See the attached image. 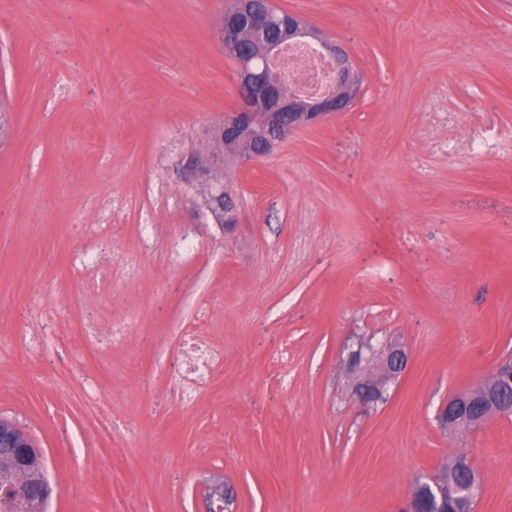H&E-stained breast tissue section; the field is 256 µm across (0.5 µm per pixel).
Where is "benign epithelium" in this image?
Instances as JSON below:
<instances>
[{"label": "benign epithelium", "mask_w": 512, "mask_h": 512, "mask_svg": "<svg viewBox=\"0 0 512 512\" xmlns=\"http://www.w3.org/2000/svg\"><path fill=\"white\" fill-rule=\"evenodd\" d=\"M218 35L224 51L238 64V100L207 132L206 141L218 149H208L195 157L194 177L216 223L234 224L235 205L231 190L224 186V165L265 157L297 130L349 111L360 94L362 78L340 44L326 39L320 30L294 13L258 10L255 0H232L224 9ZM299 41L314 43L327 60L329 91L320 97L287 91L276 66L281 50ZM407 362L405 348L389 338L376 343L370 338L360 341L345 359L346 371L352 376V397L361 406H369L382 387L403 375ZM505 379L512 381L509 357L501 359L483 380L449 395L438 406L436 419L440 428L465 434L491 419L511 415L512 404L500 396ZM0 442L19 449L23 455L33 447L31 438L15 424L0 431ZM424 487L428 495L439 498L440 506L448 512H474L473 494L448 500L444 486L436 478L428 479ZM205 489V512H231L224 476L210 475Z\"/></svg>", "instance_id": "obj_1"}]
</instances>
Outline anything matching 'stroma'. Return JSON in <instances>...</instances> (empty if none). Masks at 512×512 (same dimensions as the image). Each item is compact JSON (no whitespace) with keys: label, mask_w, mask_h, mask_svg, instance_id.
Returning a JSON list of instances; mask_svg holds the SVG:
<instances>
[{"label":"stroma","mask_w":512,"mask_h":512,"mask_svg":"<svg viewBox=\"0 0 512 512\" xmlns=\"http://www.w3.org/2000/svg\"><path fill=\"white\" fill-rule=\"evenodd\" d=\"M273 2L362 90L226 169L223 229L191 158L238 95L224 0H0V417L49 512H202L214 472L237 512H405L460 452L477 512H512V420L435 419L512 356V0ZM370 335L408 364L364 411L342 361ZM186 350L190 358L189 367L191 374L200 377L209 367L211 362L210 354L199 342L194 340L186 343Z\"/></svg>","instance_id":"35a3bbf8"}]
</instances>
